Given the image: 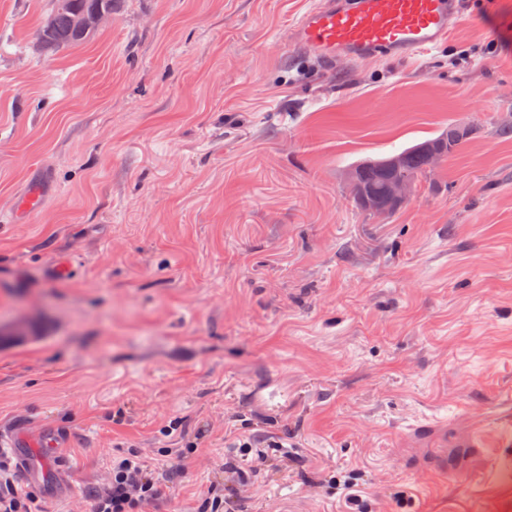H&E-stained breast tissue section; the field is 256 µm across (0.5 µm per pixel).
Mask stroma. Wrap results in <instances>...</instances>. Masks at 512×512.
<instances>
[{
    "mask_svg": "<svg viewBox=\"0 0 512 512\" xmlns=\"http://www.w3.org/2000/svg\"><path fill=\"white\" fill-rule=\"evenodd\" d=\"M315 2L114 0L50 54L52 0H0V429L69 432L44 512H91L130 452L143 512H202L244 439L295 461L234 512H343L350 471L361 512H502L512 0H465L405 58L273 52ZM451 126L397 211L355 205L350 168Z\"/></svg>",
    "mask_w": 512,
    "mask_h": 512,
    "instance_id": "1",
    "label": "stroma"
}]
</instances>
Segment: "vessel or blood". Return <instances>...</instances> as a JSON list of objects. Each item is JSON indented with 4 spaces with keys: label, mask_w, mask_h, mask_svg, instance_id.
<instances>
[{
    "label": "vessel or blood",
    "mask_w": 512,
    "mask_h": 512,
    "mask_svg": "<svg viewBox=\"0 0 512 512\" xmlns=\"http://www.w3.org/2000/svg\"><path fill=\"white\" fill-rule=\"evenodd\" d=\"M452 22V0H322L297 20L286 46L310 50L329 62L412 56L447 39ZM21 467L32 482L67 478L26 455Z\"/></svg>",
    "instance_id": "vessel-or-blood-1"
}]
</instances>
